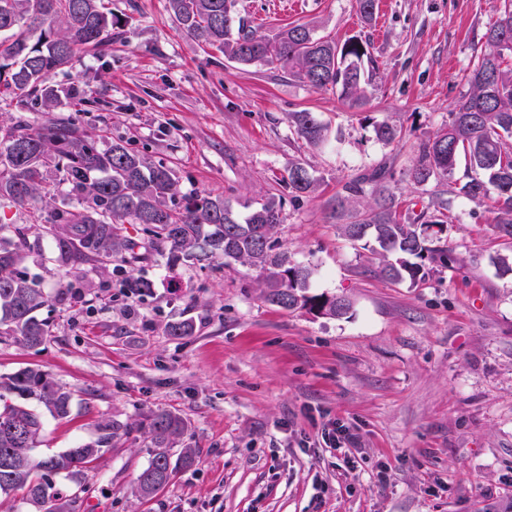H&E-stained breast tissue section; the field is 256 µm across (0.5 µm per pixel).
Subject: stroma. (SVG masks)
Listing matches in <instances>:
<instances>
[{
  "instance_id": "1",
  "label": "stroma",
  "mask_w": 512,
  "mask_h": 512,
  "mask_svg": "<svg viewBox=\"0 0 512 512\" xmlns=\"http://www.w3.org/2000/svg\"><path fill=\"white\" fill-rule=\"evenodd\" d=\"M114 26L104 51H87L49 76L53 117L126 141L171 167L179 197L227 200L239 214L280 201L276 237L312 266V293L343 296L345 317L286 311L264 301L259 276L234 261L162 257L86 269L77 300L39 310L49 334L35 348L0 339V377L38 368L72 393L69 415L44 418L43 457L97 439L99 425L130 426L84 471L76 512H512V272L496 258L512 241L495 232L492 200L448 196L443 236L454 260L426 281L392 283L377 256L343 237L336 197L360 172L387 166L398 202L430 203L435 184L407 175L470 89L496 0H238L248 29L273 35L303 23L317 35L366 43L367 101L305 86L281 69L241 66L186 36L167 0H107ZM308 111L329 146H308L288 115ZM388 122L400 138L378 141ZM319 180L294 200L288 170ZM154 283L125 295L129 275ZM183 320L192 335L172 336ZM186 424L196 451L154 497L137 474L153 448L149 411ZM344 427L357 441L327 448Z\"/></svg>"
}]
</instances>
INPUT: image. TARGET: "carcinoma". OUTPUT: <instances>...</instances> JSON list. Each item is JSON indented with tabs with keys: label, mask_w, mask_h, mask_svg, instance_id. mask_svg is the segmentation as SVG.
Here are the masks:
<instances>
[{
	"label": "carcinoma",
	"mask_w": 512,
	"mask_h": 512,
	"mask_svg": "<svg viewBox=\"0 0 512 512\" xmlns=\"http://www.w3.org/2000/svg\"><path fill=\"white\" fill-rule=\"evenodd\" d=\"M181 30L198 43L224 53L243 66L284 69L315 89H336L350 107L366 102L364 56L357 40L343 43L318 36L305 24H290L272 37L248 30L235 11L234 0H168ZM112 12L105 0H0V95L20 103L33 101L46 111L57 104L46 78L71 66L87 48L103 50L112 41ZM40 32L30 44L29 33ZM486 50L470 77V91L450 113L448 124L423 141L407 175L418 186L431 181L455 184L459 164L465 182L459 194L480 203L494 190L496 231L512 240V0L484 34ZM289 126L308 145L328 142V127L311 112L288 113ZM376 138L392 142L401 129L387 122L374 127ZM60 174L63 196L46 188V175ZM288 187L299 200L314 192L317 179L300 163L288 169ZM373 202L362 204L366 195ZM170 168L153 166L122 140L106 148L75 122L46 119L33 124L20 119L0 131V205L32 209L31 225L0 224V336L26 346L43 343L48 322L34 312L49 300L64 303L77 297L73 280L85 267L102 266L119 258L144 262L158 254L175 269L187 260L199 263L233 260L259 272L264 300L281 309L307 308L334 318L345 316L351 304L343 297L309 293L314 269L295 263L275 239L281 210L274 201L258 202L241 216L220 198L175 200ZM336 208L354 211L355 220L342 224V236L374 252L395 254L380 274L399 283L425 280L431 265H448L445 221L411 207V216H397L386 171L374 170L345 183ZM138 224L142 236L127 237L123 224ZM56 242L57 261L67 267L54 296L30 279L23 267L25 251L34 247L28 234ZM121 287L131 294L151 291L153 283L130 276ZM19 397L18 403L13 397ZM72 393L39 369L28 368L0 385V496L26 495L33 512H74L76 500L63 494L49 477L63 474L77 481L86 468L116 438L130 428L109 421L94 443L46 457L33 455L44 425V413L66 417ZM154 452L136 478L137 489L151 498L176 472L195 461L192 448L172 458L170 448L183 436L184 422L156 411L148 416Z\"/></svg>",
	"instance_id": "carcinoma-1"
}]
</instances>
